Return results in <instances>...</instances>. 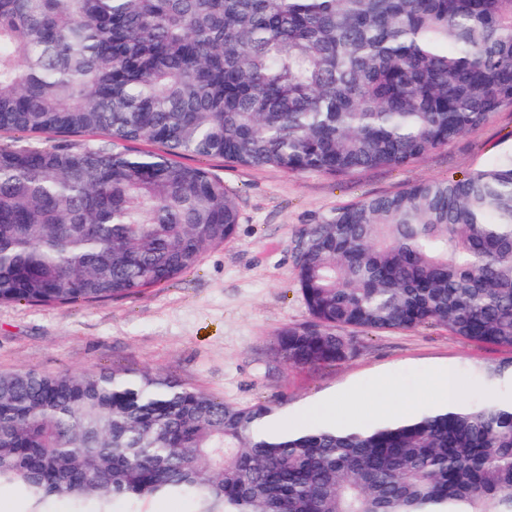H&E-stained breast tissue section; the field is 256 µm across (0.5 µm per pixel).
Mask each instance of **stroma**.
Here are the masks:
<instances>
[{"label": "stroma", "instance_id": "obj_1", "mask_svg": "<svg viewBox=\"0 0 512 512\" xmlns=\"http://www.w3.org/2000/svg\"><path fill=\"white\" fill-rule=\"evenodd\" d=\"M509 151L512 110H504L413 164L342 178L203 160L237 207L233 238L184 277L135 297L57 308L0 304V371L147 369L227 403L276 405L294 427L331 419L367 427L443 407L445 372L460 386V402L510 397L512 379L486 381L480 372L511 359L512 349L443 326L351 333L350 355L318 368L288 367L272 350L282 328L309 318L296 273L297 245L310 226L368 197L461 178Z\"/></svg>", "mask_w": 512, "mask_h": 512}]
</instances>
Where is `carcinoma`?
Returning <instances> with one entry per match:
<instances>
[{
    "label": "carcinoma",
    "instance_id": "obj_1",
    "mask_svg": "<svg viewBox=\"0 0 512 512\" xmlns=\"http://www.w3.org/2000/svg\"><path fill=\"white\" fill-rule=\"evenodd\" d=\"M506 109L512 0H0V131L65 141L0 147V303L133 297L231 239L224 182L183 155L339 178ZM297 283L309 319L272 343L291 368L345 359V329L512 348V151L336 210ZM274 414L149 370L0 372V485L29 512H512V400L273 435ZM139 512H191L189 502L181 498L151 499L145 503L135 506Z\"/></svg>",
    "mask_w": 512,
    "mask_h": 512
}]
</instances>
